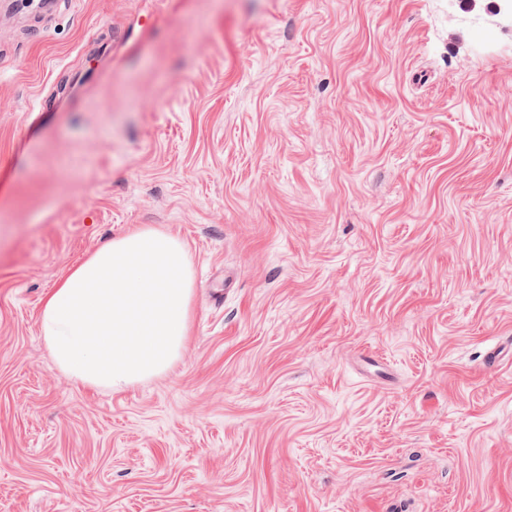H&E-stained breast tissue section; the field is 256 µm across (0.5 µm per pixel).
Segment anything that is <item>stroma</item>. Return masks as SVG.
<instances>
[{
	"label": "stroma",
	"mask_w": 512,
	"mask_h": 512,
	"mask_svg": "<svg viewBox=\"0 0 512 512\" xmlns=\"http://www.w3.org/2000/svg\"><path fill=\"white\" fill-rule=\"evenodd\" d=\"M490 0L0 7V512H512V21ZM190 334L87 387L44 297L138 226Z\"/></svg>",
	"instance_id": "obj_1"
}]
</instances>
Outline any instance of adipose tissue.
Returning a JSON list of instances; mask_svg holds the SVG:
<instances>
[{"label":"adipose tissue","mask_w":512,"mask_h":512,"mask_svg":"<svg viewBox=\"0 0 512 512\" xmlns=\"http://www.w3.org/2000/svg\"><path fill=\"white\" fill-rule=\"evenodd\" d=\"M191 301L181 241L138 227L60 281L44 300L41 330L63 371L89 387L123 391L178 358Z\"/></svg>","instance_id":"1"}]
</instances>
